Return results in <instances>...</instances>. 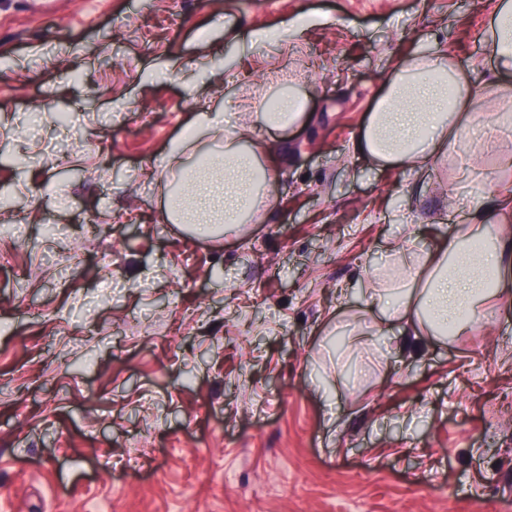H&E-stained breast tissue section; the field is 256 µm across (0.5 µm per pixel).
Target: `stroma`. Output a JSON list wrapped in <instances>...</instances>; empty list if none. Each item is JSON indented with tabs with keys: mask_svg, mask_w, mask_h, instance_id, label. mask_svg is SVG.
Segmentation results:
<instances>
[{
	"mask_svg": "<svg viewBox=\"0 0 512 512\" xmlns=\"http://www.w3.org/2000/svg\"><path fill=\"white\" fill-rule=\"evenodd\" d=\"M494 5L0 0V512H512V316L418 357L362 310L471 187L350 151L404 56L484 62ZM304 13L297 42L227 36ZM287 74L308 108L265 220L170 222L171 141ZM46 102L76 123L23 129Z\"/></svg>",
	"mask_w": 512,
	"mask_h": 512,
	"instance_id": "stroma-1",
	"label": "stroma"
}]
</instances>
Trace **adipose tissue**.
<instances>
[{
  "label": "adipose tissue",
  "mask_w": 512,
  "mask_h": 512,
  "mask_svg": "<svg viewBox=\"0 0 512 512\" xmlns=\"http://www.w3.org/2000/svg\"><path fill=\"white\" fill-rule=\"evenodd\" d=\"M484 45L496 69L478 87V67H462L447 52L406 57L388 79L352 151L369 166L420 168L449 153L483 154L498 179L512 171V0H496ZM307 96L286 79L278 110L263 100L238 99L239 122L220 112L197 113L172 141L161 163L175 182L165 212L202 237L239 235L244 218H261L276 201L277 175L264 162L271 142L286 140L305 117ZM492 127L476 131L478 113ZM479 202L427 249H393L386 273H373L364 311L378 330L443 343L473 333L489 315L512 311V187L475 188Z\"/></svg>",
  "instance_id": "ef3b65f1"
}]
</instances>
